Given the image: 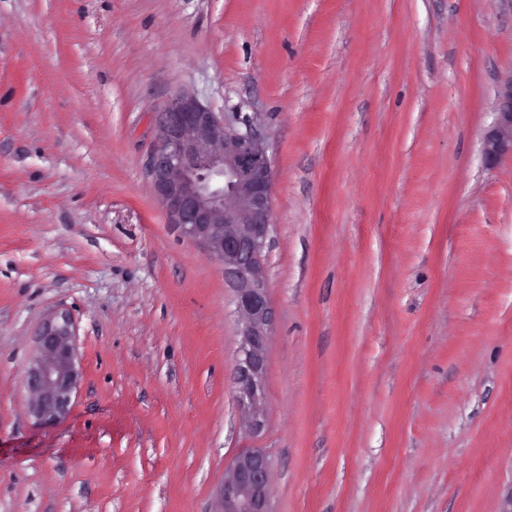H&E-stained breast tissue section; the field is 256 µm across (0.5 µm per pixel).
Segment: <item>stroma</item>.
<instances>
[{
  "label": "stroma",
  "mask_w": 512,
  "mask_h": 512,
  "mask_svg": "<svg viewBox=\"0 0 512 512\" xmlns=\"http://www.w3.org/2000/svg\"><path fill=\"white\" fill-rule=\"evenodd\" d=\"M512 0H0V512H512V154L487 162ZM184 90L274 174L263 426L221 263L146 176ZM68 315L79 384L24 375ZM45 322L36 336V354L26 371L29 413L38 424L55 423L70 411L72 393L79 380L76 338L70 318ZM270 461L259 448L238 452L228 466L217 512H271Z\"/></svg>",
  "instance_id": "35a3bbf8"
}]
</instances>
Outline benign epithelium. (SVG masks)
I'll return each instance as SVG.
<instances>
[{
	"label": "benign epithelium",
	"instance_id": "benign-epithelium-1",
	"mask_svg": "<svg viewBox=\"0 0 512 512\" xmlns=\"http://www.w3.org/2000/svg\"><path fill=\"white\" fill-rule=\"evenodd\" d=\"M155 137L148 176L168 223L224 266L234 291L241 344L235 392L250 434L262 427L261 380L272 335L263 253L273 230L274 176L265 138L251 121L239 127L186 91L152 108ZM512 150V76L498 90L497 117L483 140L489 162ZM79 380L70 318L45 322L26 371L29 414L55 423L70 411ZM270 461L244 448L228 466L218 512H271Z\"/></svg>",
	"mask_w": 512,
	"mask_h": 512
}]
</instances>
